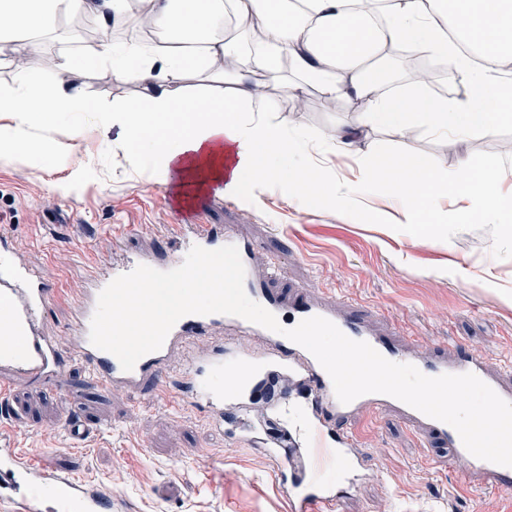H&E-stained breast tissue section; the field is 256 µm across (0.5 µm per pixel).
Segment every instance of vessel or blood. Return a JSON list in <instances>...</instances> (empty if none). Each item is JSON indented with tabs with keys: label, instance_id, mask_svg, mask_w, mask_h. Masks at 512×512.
Instances as JSON below:
<instances>
[{
	"label": "vessel or blood",
	"instance_id": "b4317fda",
	"mask_svg": "<svg viewBox=\"0 0 512 512\" xmlns=\"http://www.w3.org/2000/svg\"><path fill=\"white\" fill-rule=\"evenodd\" d=\"M8 233H0V333L9 335L0 345V385L33 383L47 379L63 369L65 361H80L95 381L105 387L123 388L138 393L145 383L167 387L172 371L187 379L196 406L207 410L216 429L224 427V401L228 398L254 399L266 384L278 387L274 409L280 421L278 435L270 441L257 440L272 458L274 471L292 503L293 512H341L343 494L331 475L332 470L352 464L353 438L338 430V420L347 418L351 405L341 404L332 381L314 356L285 336L266 330L242 318L211 314L182 317L169 332L158 351L141 357L131 371H123L111 353L92 345L90 323L96 309L98 289L89 288L73 303L70 335L59 341L45 328L46 311L55 296L51 276L43 270L19 265L8 246ZM232 244L242 262H249L253 245L232 226L214 229L194 224L191 235L177 236L163 258L133 257L113 267L120 275L144 264L166 271L179 266L192 246L214 250ZM247 295L273 313L283 327L321 316L349 338L368 342L384 358L396 363L410 362V355L398 344L379 336L355 321L338 317L335 306L318 300L284 303L263 283L246 278ZM265 337L269 352L263 369H256L253 357L241 351L242 338ZM206 337L212 350H200L196 342ZM419 370L434 377L445 373L471 372L499 396L512 402V386L504 384L502 374L491 371L487 358L447 356L419 363ZM376 410H399L414 428L426 429L446 442L453 455L466 450L456 430L432 419L403 402L383 394L367 397ZM474 472L495 490H512V467L470 458ZM20 498L37 503L45 512H101V502L80 495L74 481L55 475L46 456L25 461L17 453L0 455V499Z\"/></svg>",
	"mask_w": 512,
	"mask_h": 512
}]
</instances>
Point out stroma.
Here are the masks:
<instances>
[{
    "mask_svg": "<svg viewBox=\"0 0 512 512\" xmlns=\"http://www.w3.org/2000/svg\"><path fill=\"white\" fill-rule=\"evenodd\" d=\"M83 39L71 18L58 37L16 65L0 54V89L44 74V58L69 55ZM62 89L79 88L101 105L137 97L132 83L109 71L57 72ZM274 122L290 136L315 138L358 120L355 103L328 106L311 95L307 111L278 99ZM78 118L61 114L33 138L50 152L0 159V231L10 235L18 263L45 270L58 289L47 324L58 336L89 274H111L120 254L166 248L179 225L201 217L235 225L254 244L252 265L268 288L285 296L329 297L346 315L405 341L427 359L439 351L489 356L512 364V230L460 217L470 205L458 192L443 197L429 218L438 241L420 242L386 192L361 189L354 156L319 155L331 181L350 186L347 205H299L294 192L247 184L234 196L213 184L176 188L159 167L132 163L119 125H99L74 138ZM368 139L378 156L403 147L456 170L460 158L494 163L502 189L512 188V123L489 136L435 137L416 129L407 139L375 128ZM66 395L18 387L0 397V448L55 457L59 475L76 480L107 504V512H290L269 457L248 447L235 428V402H224V428L208 413L164 403L154 387L137 396L97 387L76 364L66 370ZM81 417L90 433L74 441L67 423ZM347 426L368 463L347 490L343 512H512V495L486 490L471 500L479 477L452 457L448 445L409 426L394 410L357 406Z\"/></svg>",
    "mask_w": 512,
    "mask_h": 512,
    "instance_id": "1",
    "label": "stroma"
}]
</instances>
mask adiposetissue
<instances>
[{
	"instance_id": "obj_1",
	"label": "adipose tissue",
	"mask_w": 512,
	"mask_h": 512,
	"mask_svg": "<svg viewBox=\"0 0 512 512\" xmlns=\"http://www.w3.org/2000/svg\"><path fill=\"white\" fill-rule=\"evenodd\" d=\"M134 13L128 0H0V53L16 34L54 30L62 16L93 15L103 35L78 57L52 59L53 71L109 65L113 79L141 87L138 98L104 108L79 93H63L52 74L26 86L0 90V152L26 156L35 147L17 128L37 126L58 112H76L78 128L100 123L124 127V147L133 159L162 164L181 184L211 183L235 194L253 183L298 190L301 204L329 200L342 204L340 185L332 184L312 160L311 145L328 153L357 146L365 130L384 128L407 137L421 127L434 134L461 136L492 132L512 121L504 100L512 91V0H140ZM234 15V33L213 36L225 10ZM167 34L163 44L140 38L119 45L112 25L139 29L142 17ZM206 42L203 59L185 54L179 38ZM450 62L451 80L465 84V98H435L386 93L379 61L393 48ZM288 57L302 84H279L277 64ZM205 76L208 90L189 95L183 82ZM323 97L358 105V125L333 128L316 141L289 137L281 124L254 110L252 100L265 89L303 101L304 84ZM363 186L383 188L402 223L418 226L449 190L478 202L486 218L512 216V196L493 184V169L460 160L455 174L411 150L381 158L370 150L359 156Z\"/></svg>"
}]
</instances>
